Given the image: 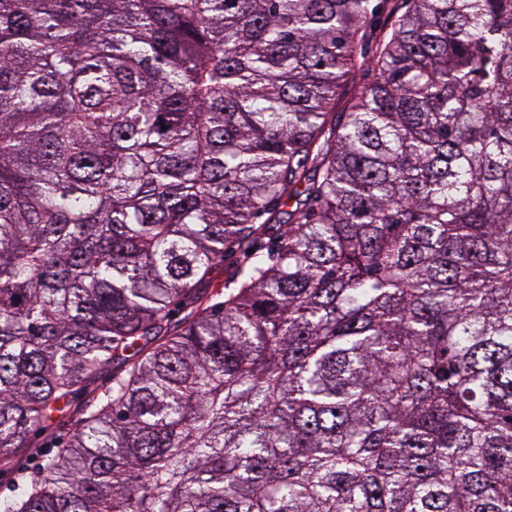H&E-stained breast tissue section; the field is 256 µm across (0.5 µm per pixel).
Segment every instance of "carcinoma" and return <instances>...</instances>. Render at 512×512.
<instances>
[{
	"mask_svg": "<svg viewBox=\"0 0 512 512\" xmlns=\"http://www.w3.org/2000/svg\"><path fill=\"white\" fill-rule=\"evenodd\" d=\"M106 367L0 512H512V0H0V461Z\"/></svg>",
	"mask_w": 512,
	"mask_h": 512,
	"instance_id": "obj_1",
	"label": "carcinoma"
}]
</instances>
